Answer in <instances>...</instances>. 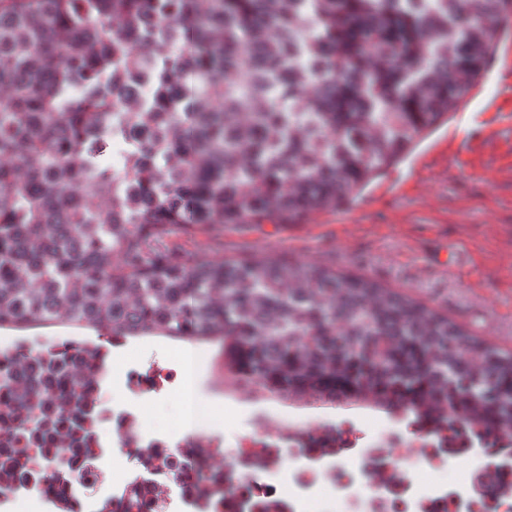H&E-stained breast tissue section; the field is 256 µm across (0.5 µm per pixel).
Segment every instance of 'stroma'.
<instances>
[{"instance_id": "35a3bbf8", "label": "stroma", "mask_w": 512, "mask_h": 512, "mask_svg": "<svg viewBox=\"0 0 512 512\" xmlns=\"http://www.w3.org/2000/svg\"><path fill=\"white\" fill-rule=\"evenodd\" d=\"M512 22L503 26L491 62L457 111L423 135L350 201L299 224H228L221 235L195 224L172 237L177 258L288 257L372 278L447 314L482 342L512 351V126L486 139L475 113L503 91ZM465 156L469 172L449 167ZM156 361L177 368L168 393L141 410L150 428L182 436L196 429L223 437L264 421L373 426L374 408L332 401H293L239 390L224 378L217 343L134 338L110 347L112 397H123L124 372Z\"/></svg>"}]
</instances>
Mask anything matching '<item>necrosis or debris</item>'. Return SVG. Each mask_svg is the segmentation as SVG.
<instances>
[{"instance_id": "4bbe7bcc", "label": "necrosis or debris", "mask_w": 512, "mask_h": 512, "mask_svg": "<svg viewBox=\"0 0 512 512\" xmlns=\"http://www.w3.org/2000/svg\"><path fill=\"white\" fill-rule=\"evenodd\" d=\"M103 344L55 342L36 346L26 340L0 350L10 366L15 397L0 402V448L7 431L26 416L23 400L51 403L55 414H85L93 450L90 470L48 462L46 451L61 436L47 427L29 443L24 473L0 478V507L7 512L32 496L45 498L54 512H77L79 498L98 492L96 512H481L482 502L497 512H512V436L488 432L474 437L448 430L428 418L405 421L388 416L368 429L356 421L265 426L235 434L236 444L216 457L205 431L176 438L149 428L142 399L165 391L174 370L154 366L128 370L125 399L110 400L111 374ZM69 356L74 366L96 365L88 387L60 393L36 379L39 366ZM132 460L131 469L111 472V458ZM465 464L462 482L443 480L442 472Z\"/></svg>"}]
</instances>
